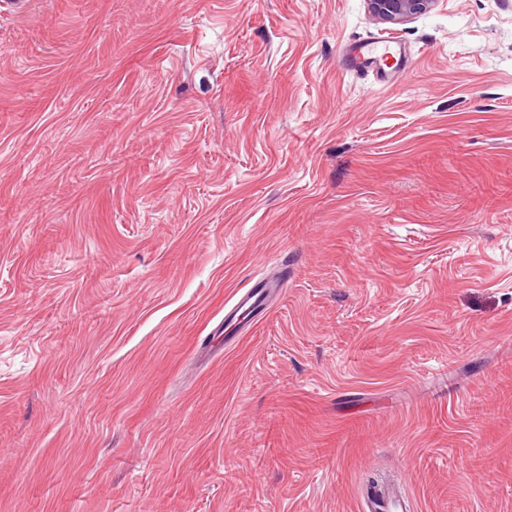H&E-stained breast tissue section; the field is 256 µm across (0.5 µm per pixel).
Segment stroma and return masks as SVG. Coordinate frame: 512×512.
<instances>
[{
	"label": "stroma",
	"instance_id": "1",
	"mask_svg": "<svg viewBox=\"0 0 512 512\" xmlns=\"http://www.w3.org/2000/svg\"><path fill=\"white\" fill-rule=\"evenodd\" d=\"M386 475L512 512V0L0 9V512H361ZM370 14L383 23L398 24L431 9L436 0H367ZM390 43L392 41H373L358 45L349 54L352 66L359 69H372L382 79H387L388 75L384 68V66L390 67L387 60L396 59V57L400 60L405 57V51L400 45L395 48Z\"/></svg>",
	"mask_w": 512,
	"mask_h": 512
}]
</instances>
